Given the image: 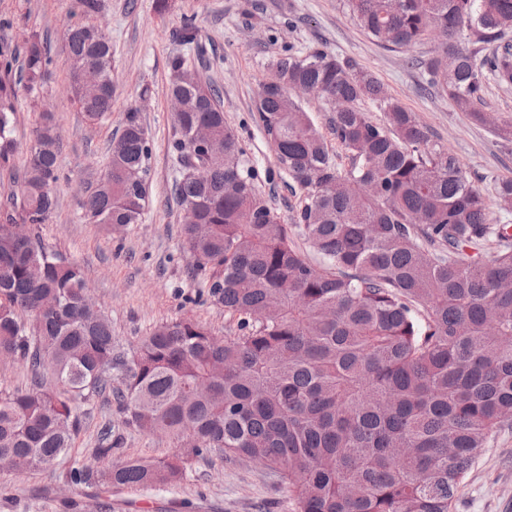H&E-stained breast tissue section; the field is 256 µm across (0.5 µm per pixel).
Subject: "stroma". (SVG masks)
<instances>
[{
  "mask_svg": "<svg viewBox=\"0 0 512 512\" xmlns=\"http://www.w3.org/2000/svg\"><path fill=\"white\" fill-rule=\"evenodd\" d=\"M187 15L196 19L199 43L217 50L200 75L219 88L224 119L242 140L254 184L282 223L292 224L300 199L290 191L288 175L256 120L257 92L273 59L317 45L372 70L387 93L413 110L485 191H492L496 180L512 177V146L503 147L492 129L496 123L512 124V88L488 83L483 110L490 121L473 120L446 96H428L420 89L419 63L438 54L437 39L418 47L412 56L418 64L410 66L406 53L383 48L359 31L341 0H167L163 9L157 0H107L103 23L112 40L116 95L111 116L95 126L73 103L64 65L63 35L78 20L75 0H0V41L19 47L37 33L56 59L40 106L52 112L60 134V179L57 207L40 230L41 240L80 266L124 347L181 317L221 337L237 332L223 305L203 296L191 277L192 260L180 234L182 211L172 192L168 59L178 49L174 34ZM131 107L139 108L152 147L149 197L140 223L110 232L89 223L79 203L102 174L110 140ZM74 407L82 430L72 452L52 468L0 473V512H280L287 490L263 465L230 462L218 453L192 461L173 488L115 492L97 484L72 485V468H103L94 448L104 421H111L113 433L123 439L119 457L158 460L176 446L173 438L126 426L101 398L79 399ZM451 512H512V427L497 432L476 457Z\"/></svg>",
  "mask_w": 512,
  "mask_h": 512,
  "instance_id": "obj_1",
  "label": "stroma"
}]
</instances>
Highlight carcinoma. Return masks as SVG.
Returning <instances> with one entry per match:
<instances>
[{"instance_id": "cac0c4a2", "label": "carcinoma", "mask_w": 512, "mask_h": 512, "mask_svg": "<svg viewBox=\"0 0 512 512\" xmlns=\"http://www.w3.org/2000/svg\"><path fill=\"white\" fill-rule=\"evenodd\" d=\"M366 36L388 49L410 48L430 27L440 54L425 82L459 112L485 120L488 80L512 85V44L477 59L462 42L495 43L512 30V0H343ZM69 80L77 67L97 73L98 90L71 86L95 123L112 114V41L78 23L64 35ZM176 39L198 44L193 18ZM16 49L0 42V167L11 163L15 100L37 97L53 64L41 37ZM173 114L170 153L175 200L192 209L181 237L194 279L240 334L218 338L191 318L157 325L132 349L112 336L100 311L81 306L80 268L33 233L57 206L60 135L49 112L34 130L15 175L17 191L0 220V356L25 362V389L0 395V468L45 469L73 448L81 428L73 401L103 396L124 423L172 436L161 460L112 461V426L100 430L97 471L73 468L74 485L174 487L187 465L215 451L264 465L288 489L290 512H450L458 485L489 439L512 426V238L492 222L485 190L434 139L416 114L390 96L372 71L321 49L278 59L256 111L291 191L303 194L300 235L321 259L298 249L288 225L257 191L245 149L224 121L220 92L182 54L168 61ZM319 85L328 124L353 165L344 170L293 86ZM384 114L374 122L362 108ZM209 127L224 159L199 182L191 135ZM151 145L139 110L112 138L104 173L80 206L95 224L142 221ZM499 207L512 210V178L495 182ZM504 247L473 258L489 237Z\"/></svg>"}]
</instances>
